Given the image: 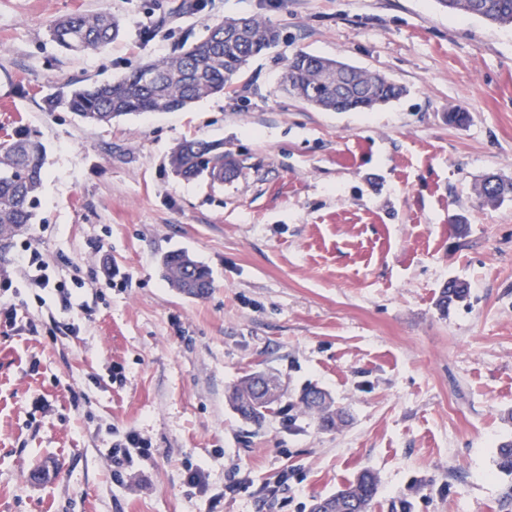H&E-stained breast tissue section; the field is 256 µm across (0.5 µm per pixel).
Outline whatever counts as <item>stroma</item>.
Masks as SVG:
<instances>
[{"mask_svg":"<svg viewBox=\"0 0 512 512\" xmlns=\"http://www.w3.org/2000/svg\"><path fill=\"white\" fill-rule=\"evenodd\" d=\"M177 2L0 0V128L46 148L34 222L5 256L30 245L84 282L67 303L19 276L0 290L17 314L0 334V512H309L364 469L373 512H512L494 463L512 435V200L476 192L487 174L512 181V27L439 0H205L174 17ZM107 8L123 32L103 51L51 41L60 16ZM231 16L282 32L235 93L104 125L44 108ZM300 50L405 92L370 112L314 108L280 88ZM190 137L223 141L239 174H173ZM173 250L209 268L206 298L165 281ZM451 278L470 294L444 312ZM56 321L75 333L51 338ZM255 370L287 390L260 427L228 399ZM307 386L347 423L322 431L292 406ZM131 430L149 448L117 484L110 452Z\"/></svg>","mask_w":512,"mask_h":512,"instance_id":"35a3bbf8","label":"stroma"}]
</instances>
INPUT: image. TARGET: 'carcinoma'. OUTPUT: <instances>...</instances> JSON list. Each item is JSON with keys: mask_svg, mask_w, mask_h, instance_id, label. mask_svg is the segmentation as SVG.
<instances>
[{"mask_svg": "<svg viewBox=\"0 0 512 512\" xmlns=\"http://www.w3.org/2000/svg\"><path fill=\"white\" fill-rule=\"evenodd\" d=\"M450 12L481 18L489 23L512 26V0H440ZM246 21L245 29L240 22ZM226 18L206 26V34L190 44L183 43L179 53L149 61L136 70L103 82H94L45 99L46 110L63 107L87 123L110 124L133 113L173 112L216 94L234 90L245 74L250 60L280 41L278 30L257 17ZM122 32L119 18L110 11L93 15L68 14L50 29L52 40L69 52L96 51L118 38ZM283 90L315 108L349 112L372 110L399 98L403 87L387 77L353 67L336 68V61L308 52L288 59L282 81ZM46 149L37 132L24 128L0 141V243L9 246L13 237L33 223ZM173 173L186 180L208 178L224 181L234 177L240 167L232 154L217 140L185 139L173 149L170 159ZM482 202L497 204L512 197V182H500L495 188L480 184ZM164 277L170 287L191 298H203L211 289L209 270L182 251L162 257ZM469 293L466 283L449 280L440 291L437 305L442 310ZM279 386L263 373L246 375L234 386L229 401L247 421L257 425L274 411L276 401H263L258 382ZM317 387L304 389L296 406L312 416L322 430H333L345 421L344 412L334 407L328 394L322 401L314 395ZM497 469L512 476V439L496 448ZM379 492L377 476L369 469L336 493L313 500L310 512H371Z\"/></svg>", "mask_w": 512, "mask_h": 512, "instance_id": "1", "label": "carcinoma"}]
</instances>
